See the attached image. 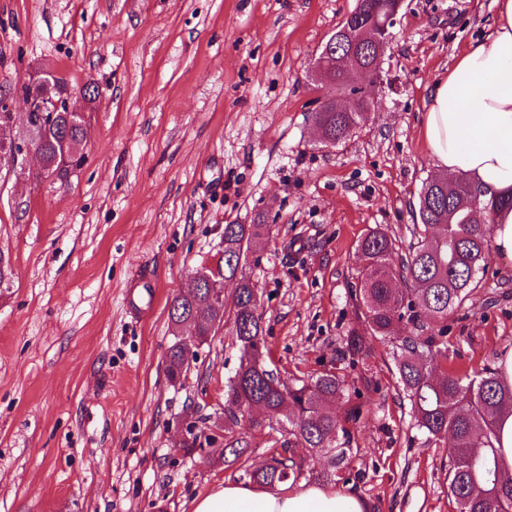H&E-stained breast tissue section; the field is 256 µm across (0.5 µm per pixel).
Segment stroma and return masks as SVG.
Segmentation results:
<instances>
[{"label": "stroma", "instance_id": "obj_1", "mask_svg": "<svg viewBox=\"0 0 512 512\" xmlns=\"http://www.w3.org/2000/svg\"><path fill=\"white\" fill-rule=\"evenodd\" d=\"M357 0H0V90L50 64L75 91L97 83L83 166L39 180L0 164V512H192L244 480L287 439L245 415L214 433L239 366L231 323L166 374L169 306L224 251V227L263 220L246 271L264 314L267 362L284 383L339 366L370 383L336 489L375 512H453L448 451L427 444L394 374L389 341L338 360L354 325L357 244L375 227L414 242L421 184L440 173L424 103L455 55L485 40L492 0H404L370 118L321 142L311 114L333 90L311 77ZM152 309L128 316L140 263ZM512 348V261L484 275L448 320V364L497 365ZM194 432L193 451L181 441ZM245 440L243 461L222 448Z\"/></svg>", "mask_w": 512, "mask_h": 512}]
</instances>
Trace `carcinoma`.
I'll use <instances>...</instances> for the list:
<instances>
[{"label": "carcinoma", "instance_id": "cac0c4a2", "mask_svg": "<svg viewBox=\"0 0 512 512\" xmlns=\"http://www.w3.org/2000/svg\"><path fill=\"white\" fill-rule=\"evenodd\" d=\"M394 0H358L338 29L351 32L383 20ZM335 59L352 56L362 67L360 77L372 76L377 49L360 38H342ZM328 74V85L358 95L351 112L336 111L337 98H328L312 113L336 143L365 122L369 103L348 69L332 65L331 58L318 57ZM80 128L57 114L54 124L36 139L42 161L54 167L65 180L69 169L61 166L64 153L81 145ZM440 183L422 184L418 195L416 243L408 254L393 260L395 240L375 228L358 242L361 266L350 292L357 327L346 336L343 355L366 356L373 339L392 338L395 329L409 327L398 337L393 362L398 383L409 401L415 424L426 441L448 449V500L455 512H512V482L505 479L495 448L497 419L512 414V384L488 365L472 373L448 370L445 335L448 318L461 308L481 282L485 249L492 231L495 208L511 206L507 196L488 205L481 190L466 174L453 182L448 175ZM265 224L224 225V278L237 282L231 309L209 298L208 292L175 297L169 320L176 323L193 316L191 327L208 339L225 312L233 316V334L239 344L240 363L228 378L224 391L225 420H237L235 409L245 402L261 406L265 417L288 425V441L274 449L268 464L247 472L250 480L266 486L294 483L304 475L309 462H321L317 477L342 479L357 449L351 447L350 427L358 424L364 404L348 394L345 379L326 371L309 382L287 385L266 362L263 313L244 261L249 250L265 236ZM186 365L183 340L175 338L168 350L170 380L180 378ZM341 402L336 415L326 409ZM306 448V458H296L292 449Z\"/></svg>", "mask_w": 512, "mask_h": 512}]
</instances>
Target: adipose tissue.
I'll list each match as a JSON object with an SVG mask.
<instances>
[{
    "label": "adipose tissue",
    "instance_id": "ef3b65f1",
    "mask_svg": "<svg viewBox=\"0 0 512 512\" xmlns=\"http://www.w3.org/2000/svg\"><path fill=\"white\" fill-rule=\"evenodd\" d=\"M496 24L485 42L456 58L431 85L424 137L436 164L465 171L485 201L512 194V0H493ZM354 493L312 483L268 491L227 482L199 497L193 512H365Z\"/></svg>",
    "mask_w": 512,
    "mask_h": 512
}]
</instances>
